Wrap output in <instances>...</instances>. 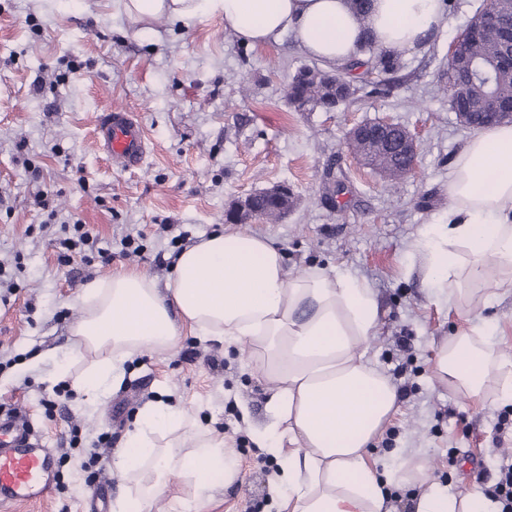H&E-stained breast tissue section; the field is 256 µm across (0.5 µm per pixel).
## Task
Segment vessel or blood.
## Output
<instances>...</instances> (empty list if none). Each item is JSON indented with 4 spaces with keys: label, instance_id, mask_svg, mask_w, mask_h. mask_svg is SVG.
I'll return each instance as SVG.
<instances>
[{
    "label": "vessel or blood",
    "instance_id": "1",
    "mask_svg": "<svg viewBox=\"0 0 512 512\" xmlns=\"http://www.w3.org/2000/svg\"><path fill=\"white\" fill-rule=\"evenodd\" d=\"M96 139L116 167L139 168L147 147L144 130L131 112L110 109L95 126ZM56 485V460L28 420L0 415V512L47 499Z\"/></svg>",
    "mask_w": 512,
    "mask_h": 512
}]
</instances>
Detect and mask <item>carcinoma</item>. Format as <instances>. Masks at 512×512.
<instances>
[{"mask_svg":"<svg viewBox=\"0 0 512 512\" xmlns=\"http://www.w3.org/2000/svg\"><path fill=\"white\" fill-rule=\"evenodd\" d=\"M464 50L477 65L476 71L464 84L463 97L448 95V104L454 112H467L469 106L487 95L496 94L502 100L512 98V56L509 55L506 42L497 30L473 25ZM361 53L369 55L370 71L388 73L397 66V59L379 48L372 40H365ZM364 82V77L348 78L340 74L324 71L317 66H305L298 69L289 79L286 90L288 104L299 112L314 108L333 111L346 102L358 90L357 83ZM365 161L378 168L390 171L393 181L402 179V172L391 158L371 143L354 142ZM252 208L267 216L281 217L279 202L276 198L263 192L251 196Z\"/></svg>","mask_w":512,"mask_h":512,"instance_id":"cac0c4a2","label":"carcinoma"}]
</instances>
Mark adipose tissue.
Returning <instances> with one entry per match:
<instances>
[{
	"instance_id": "1",
	"label": "adipose tissue",
	"mask_w": 512,
	"mask_h": 512,
	"mask_svg": "<svg viewBox=\"0 0 512 512\" xmlns=\"http://www.w3.org/2000/svg\"><path fill=\"white\" fill-rule=\"evenodd\" d=\"M128 14L188 24L222 14L240 43L259 46L291 33L323 67L358 57L364 39L398 54L422 45L441 23L445 0H371L360 18L356 0H125ZM450 207L412 243L438 300L452 309L488 306L512 291V124L474 134L456 154ZM70 330L71 361L58 379L91 412L123 379L127 361L177 350L183 329L201 339L246 346L272 385L266 421L255 434L279 470L272 483L283 512H391L388 489L413 485L412 512H498L481 491L449 493L430 478L424 456L400 455L385 473L370 461L375 440L397 411L391 380L366 358L379 307L371 286L347 273L313 267L290 272L270 238L215 231L176 256L165 285L145 272L90 282ZM488 322L446 338L433 362L438 386L482 405L512 402V357ZM81 364L71 375V363ZM112 471L126 488L113 512H200L198 490L230 484L239 460L222 436L181 405L145 404ZM180 479L190 495L171 492Z\"/></svg>"
}]
</instances>
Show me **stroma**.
Segmentation results:
<instances>
[{
    "label": "stroma",
    "mask_w": 512,
    "mask_h": 512,
    "mask_svg": "<svg viewBox=\"0 0 512 512\" xmlns=\"http://www.w3.org/2000/svg\"><path fill=\"white\" fill-rule=\"evenodd\" d=\"M484 6L446 0L431 40L400 54L399 74L335 111L298 112L286 85L315 60L292 35L251 48L216 14L185 26L130 19L121 0H0V264L15 284L0 288V410H23L64 456L52 495L18 512H90L89 489L107 481L120 494L112 450L165 389L239 458L237 479L207 494L202 512H277L251 436L266 420L271 385L238 346L184 332L171 355L126 363L122 385L94 416L57 380L56 361L70 349L84 285L129 269L165 281L172 237L208 234L234 203L283 182L295 194L287 217L244 231L275 240L291 272L355 275L380 303L366 354L404 394L377 445V466L409 448L450 491L489 483L481 465L512 456V437L496 431L499 419L512 423V404L479 407L448 393L431 365L445 337L489 317L512 357V296L485 310L449 311L410 252L447 211L452 161L471 135L440 88L449 43ZM114 107L143 126L140 168L113 167L93 135L97 116ZM386 119L419 140L415 170L394 186L349 147L355 126ZM41 192L57 223L38 205ZM67 221L85 224L111 260L66 255ZM129 235L141 240V254L124 255ZM103 433L111 447L99 445Z\"/></svg>",
    "instance_id": "stroma-1"
}]
</instances>
